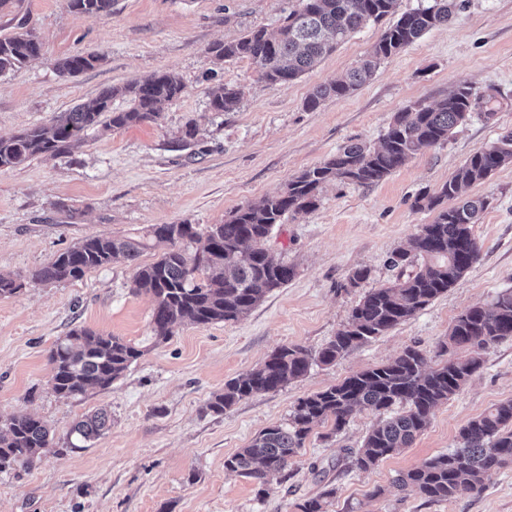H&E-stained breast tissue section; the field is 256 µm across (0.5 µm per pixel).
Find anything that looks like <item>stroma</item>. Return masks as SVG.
Segmentation results:
<instances>
[{
    "instance_id": "obj_1",
    "label": "stroma",
    "mask_w": 512,
    "mask_h": 512,
    "mask_svg": "<svg viewBox=\"0 0 512 512\" xmlns=\"http://www.w3.org/2000/svg\"><path fill=\"white\" fill-rule=\"evenodd\" d=\"M456 4L450 24L384 60L353 94L313 111L304 107L309 94L366 55L388 20L366 25L313 70L279 87L261 79L249 60L217 62L208 49L255 28L277 30L297 0H112L110 13L99 18L72 11L67 0H19L13 13L0 14V36L24 19L43 42L39 59L0 76V136L49 124L112 85L162 71L183 83L158 122L92 130L67 155L0 169V272L25 282L16 294L0 297V419L31 413L53 437L32 467L0 471V512H298V504L328 489L327 512H512V465L487 475L482 491L444 501L403 492L395 483L399 473L455 448L471 419L512 399V338L482 351L480 370L434 409L410 448L370 470L355 469L349 458L379 419L368 410L353 414L337 434L328 422L314 427L285 476L267 489L224 468L225 458L262 430L286 423L300 399L353 373L409 347L419 349L428 366L447 360L441 345L457 316L512 291V165L467 189V196L486 203L473 227L481 257L448 293L278 391L221 414L207 408L228 380L276 348L315 352L335 336L370 289L394 279L388 255L434 220L417 198L512 132V0ZM78 52L101 61L78 76L60 75L56 60ZM219 83L241 90L236 110H211L210 91ZM461 85L472 89L477 104L447 142L377 184H327L315 210L286 215L275 226L266 246L295 276L238 321L179 325L158 343L151 299L133 292L126 263L60 283L29 280L88 237L135 235L152 224L224 223L347 143L380 146L396 112L434 103ZM189 124L197 135L185 142L181 134ZM359 268L369 276L351 285ZM77 325L121 337L145 353L108 389L58 395L48 355ZM100 410L110 415V429L86 448L64 451L73 424Z\"/></svg>"
}]
</instances>
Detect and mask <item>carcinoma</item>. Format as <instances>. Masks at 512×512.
<instances>
[{"label": "carcinoma", "mask_w": 512, "mask_h": 512, "mask_svg": "<svg viewBox=\"0 0 512 512\" xmlns=\"http://www.w3.org/2000/svg\"><path fill=\"white\" fill-rule=\"evenodd\" d=\"M68 2L71 9L90 18L108 13L112 7V0ZM397 3L300 0L277 32L255 29L236 42L217 44L209 52L218 60L246 58L267 82L286 87L363 26L396 13ZM453 17L454 0H432L427 6L401 13L358 65L317 86L305 108L315 110L328 98L353 93L371 79L381 61ZM41 52L42 42L34 30L19 22L13 33L0 37V75ZM99 61L96 54L75 53L57 60L55 68L63 76L75 77ZM182 88L172 72L108 87L90 103L60 113L50 126L0 136V168H16L37 157L66 155L88 130L98 126L114 130L156 122L161 105L178 97ZM240 96L239 90L219 84L210 91V108L231 112ZM116 98L127 100L128 108L112 110ZM472 109L471 92L462 86L432 105H410L395 114L380 148L352 142L341 146L321 165L291 179L283 191L236 210L222 224H212L204 232L195 224H153L141 235L88 238L36 271L32 281L79 279L92 269L122 261L135 266V290L152 299L151 330L156 341L167 340L172 328L184 323L238 321L294 276L293 267L265 247L286 214L316 209L320 190L329 182L361 186L380 182L418 153L448 140ZM507 164H512V132L474 152L435 194L422 197L423 206L437 211L436 217L421 227L410 249L392 254L388 266L401 270L409 265L412 254L422 258L423 266L368 291L352 308L343 328L317 353L299 345L276 349L258 367L227 381L224 391L211 397L208 409L222 413L255 394L275 392L305 375L313 362H335L447 293L480 257L473 224L479 220L484 202L463 197V191ZM451 200L454 204L446 206ZM155 242L168 244L167 250L156 262L139 265L141 254ZM507 338H512L511 291L499 295L488 307H470L456 318L442 348L470 347V356L450 358L429 369L420 351L407 348L386 364L356 372L301 399L287 423L260 432L224 460V469L251 477L264 487L271 477L285 472L315 426L331 420L336 433L357 411H389L391 415L369 431L354 453L356 468L371 469L410 447L427 426L432 411L481 368L479 351ZM143 354L118 336L75 327L50 350L52 387L65 397L107 389ZM107 424L104 412L77 422L71 430L76 441L69 442L70 449L82 448L83 443L101 435ZM48 437L47 427L34 415H11L0 423V470L19 460L32 462L47 447ZM508 464H512V399L470 420L459 431L456 448L399 474L396 484L431 501L448 500L461 490H482L484 476ZM331 494L330 490L306 500L299 505L300 512H326V498Z\"/></svg>", "instance_id": "carcinoma-1"}]
</instances>
